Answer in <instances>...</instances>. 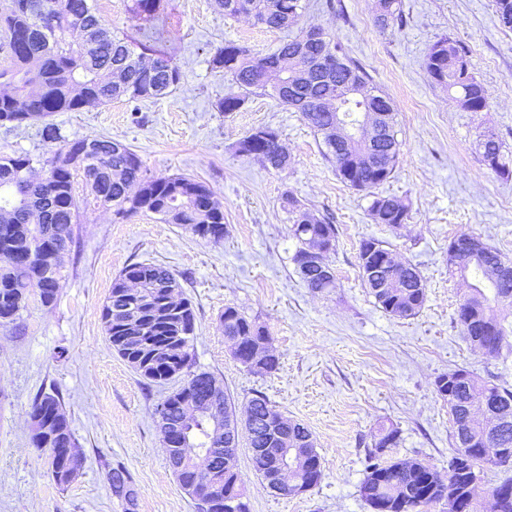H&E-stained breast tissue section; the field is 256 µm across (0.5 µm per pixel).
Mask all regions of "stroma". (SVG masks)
I'll list each match as a JSON object with an SVG mask.
<instances>
[{"label": "stroma", "mask_w": 512, "mask_h": 512, "mask_svg": "<svg viewBox=\"0 0 512 512\" xmlns=\"http://www.w3.org/2000/svg\"><path fill=\"white\" fill-rule=\"evenodd\" d=\"M308 3L302 26L341 43L397 106L403 160L379 191L404 199L409 221L397 230L373 223L369 197L337 177L300 113L267 96L250 97L231 114L217 110L231 85L209 64L215 49L232 40L264 53L284 32L224 16L212 0H169L149 34L180 66L179 87L137 112L116 100L59 112L53 121L71 139L131 146L152 175L205 182L224 209V239H201L149 213L113 222L77 187L78 243L65 258L55 303L31 302L19 328H0V512H125L110 488L114 468L129 475L136 512H197L169 468L156 414L183 380L143 379L113 350L101 319L115 277L132 263L164 266L179 280L196 320L195 370L211 373L237 408L263 393L314 438L322 478L295 496L266 487L240 438L238 473L250 512H370L359 485L378 424L400 431L394 457L444 474L452 423L436 377L465 369L512 389V362L484 354L463 335L457 309L466 286L448 269V243L462 234L482 237L512 260V177L497 175L474 150L486 127L512 149V32L499 27L491 0H402L403 26L386 30L374 23L376 0ZM443 35L468 48L491 97L488 110L463 111L454 94L430 81L423 62ZM264 125L281 133L291 157L286 170L235 151L246 132ZM51 151L40 124L0 127V152L45 158ZM287 190L337 227L331 293L312 292L291 261L298 243L281 206ZM371 236L421 270L426 301L415 316L385 314L364 287L358 247ZM228 305L267 328L275 372L233 358L220 322ZM42 390L59 393L85 458L65 487L53 480L47 451L30 442L29 405Z\"/></svg>", "instance_id": "obj_1"}]
</instances>
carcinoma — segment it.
I'll list each match as a JSON object with an SVG mask.
<instances>
[{"label":"carcinoma","mask_w":512,"mask_h":512,"mask_svg":"<svg viewBox=\"0 0 512 512\" xmlns=\"http://www.w3.org/2000/svg\"><path fill=\"white\" fill-rule=\"evenodd\" d=\"M215 9L226 17L247 16L254 23L270 30L298 32L277 49L254 54L247 47L228 40L217 48L210 60L213 70L236 85L238 91L224 95L216 103L220 112L239 111L249 97L269 96L278 104L301 114L303 120L319 135L326 156L336 175L349 188L372 197L369 213L376 224L396 230L409 218L403 200L376 192L387 182L401 161V144L397 138L396 107L389 102L386 125L389 138L380 146L383 166L374 169L365 165V144L350 143V150L336 145L334 112L324 107L315 109L302 103L304 97L326 99L336 93V83L310 78L302 85L304 92L297 98L288 97V82L301 80L305 51L326 48L342 60L341 70L358 81L375 98H388L371 84L364 68L354 61L342 46L325 31H320L321 45L308 42L306 29L299 26L304 6L301 0H214ZM132 18L144 28L165 11V0H130L126 4ZM375 22L383 29L403 23L402 0H378ZM0 45L8 49L11 62L0 69V126L18 128L31 122L43 123L45 140L58 144L53 156L42 161L27 153L0 154V327H18L29 303L52 305L57 297L63 255L75 243V224L79 205L75 193L77 177H82L87 193L98 207L112 211L116 220H127L140 212H150L166 224H178L198 230V237L218 243L224 238V209L215 201L214 193L205 183L184 175L150 176L140 156L128 145L108 138L85 142L68 140L51 122L57 112H79L87 106H103L114 100L138 104L173 92L182 80V73L167 53L128 34H117L90 0H9V7L0 13ZM468 60L467 49L448 36L434 42L424 59L431 81L457 93L461 107L468 112H482L490 107L488 91L472 73L458 75V63ZM475 149L486 165L501 175L512 174V151L506 150L500 139L488 145L477 136ZM241 156H255L277 171L288 168L289 155L278 129L265 125L244 135L236 145ZM49 168L45 179H33L34 164ZM282 207L291 221V234L298 248L292 262L301 279L302 258L317 239L324 238L330 248L324 255L329 260L336 251L337 228L329 219L306 209L290 191L282 195ZM391 254L384 242L368 237L361 240L358 259L362 282L374 297L378 307L393 317L416 315L426 299L425 279L419 267L407 261L397 270L377 269L380 257ZM505 262L501 253L490 248L488 256L478 265L467 257L460 258L450 271L462 273L474 266L491 274L490 266ZM134 275L142 280L143 293L151 301L139 303L126 294L125 278ZM177 278L168 269L150 263L126 266L115 278L101 318L112 349L141 377L160 382L185 374L184 384L169 394L161 405L168 406V420L180 419L178 405L186 397H207L205 381L208 372L191 370L190 353L195 315L185 319L174 315L165 301L164 288ZM493 295L464 296L457 317L480 311L492 323V331L476 338L472 331L463 335L472 342L479 339L496 347L503 362L512 356L508 338L512 328L498 318L495 307L512 306V286L492 284ZM224 338L236 341V359L250 369L268 373L278 369L275 355L252 358L257 343L269 340L267 329L247 317L236 307H224L221 315ZM437 395L448 403L452 423L463 424L465 404H478L484 395L503 404L512 401V390L483 380L473 374L465 389L448 391V375L434 382ZM254 417L276 415L278 411L269 399L253 397ZM28 415L49 418L56 438L44 443L30 437L39 448H58L49 455L53 480L58 485L70 483L65 470L67 449L76 447L73 431L59 395L39 392L30 403ZM193 443L174 449V455L184 461L188 471L179 478L181 488L188 490L199 475L190 471L192 456L209 438L208 422L204 418L191 421ZM473 431L487 435L481 449L466 450L454 445L453 455L467 452L472 464L481 466H511L512 457L493 458L492 448H512V427L486 430L481 423ZM399 430L393 426L378 427L371 448L367 451V466L360 483V495L371 512H425L432 505L443 506V512H512V477L501 480L485 496L469 487L466 478L452 479L424 464L417 458L387 457V451L397 446ZM251 460L255 472L266 478L272 455L279 447L269 433L252 430L248 434ZM302 467L291 475L292 483L313 489L321 479V459L316 449L302 448ZM215 489L210 512H227L225 502L235 504L233 512H248L243 501L236 460H222L218 471L205 475ZM113 495L123 499L127 512L137 506L136 492L126 472L114 469L109 475Z\"/></svg>","instance_id":"1"}]
</instances>
